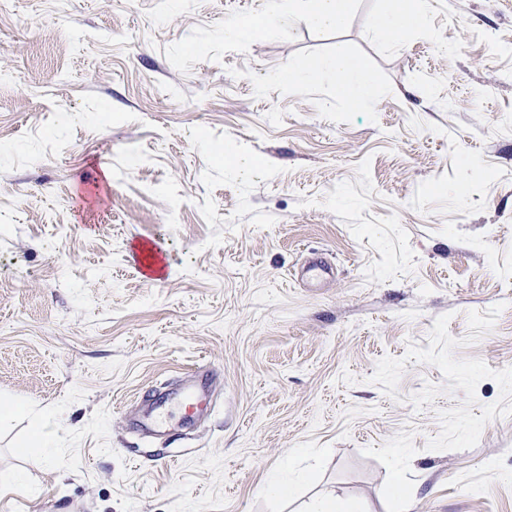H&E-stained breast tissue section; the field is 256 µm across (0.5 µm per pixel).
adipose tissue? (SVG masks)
<instances>
[{"mask_svg": "<svg viewBox=\"0 0 512 512\" xmlns=\"http://www.w3.org/2000/svg\"><path fill=\"white\" fill-rule=\"evenodd\" d=\"M350 3L351 0H289L287 9L272 7L270 18L284 27L299 20L316 29H336L345 23ZM423 25L424 15L414 0H387L386 8L375 18L374 30L382 39L396 40ZM288 78L303 83H332L339 95L361 109L373 104L365 68L343 53L291 65Z\"/></svg>", "mask_w": 512, "mask_h": 512, "instance_id": "obj_1", "label": "adipose tissue"}]
</instances>
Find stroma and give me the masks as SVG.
Instances as JSON below:
<instances>
[{
    "label": "stroma",
    "mask_w": 512,
    "mask_h": 512,
    "mask_svg": "<svg viewBox=\"0 0 512 512\" xmlns=\"http://www.w3.org/2000/svg\"><path fill=\"white\" fill-rule=\"evenodd\" d=\"M268 2L0 8V512H512V0ZM339 52L371 110L284 75ZM351 2V0H291L288 2V13H284L278 1H272L268 21L271 18L273 22L289 28L293 22L300 20L312 28L336 29L345 23ZM413 0H387L386 8L374 21L376 34L385 40L405 38L424 26V15ZM172 400H176L187 414H195L201 408L203 401L194 386L181 387L167 393L156 400L151 407L149 422L153 427L161 428L165 425L166 419L170 417L167 408Z\"/></svg>",
    "instance_id": "1"
}]
</instances>
